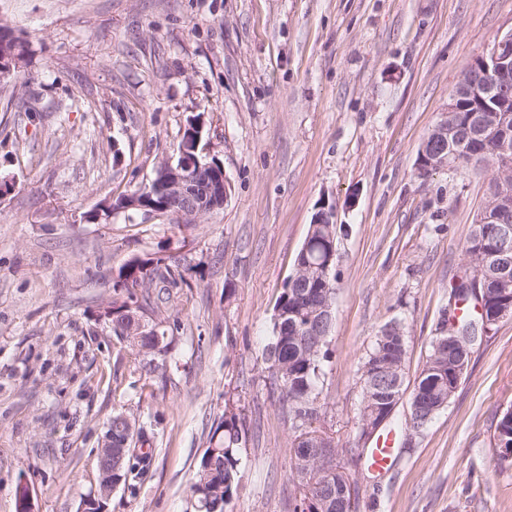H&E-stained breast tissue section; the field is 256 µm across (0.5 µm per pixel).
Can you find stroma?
<instances>
[{
	"instance_id": "stroma-1",
	"label": "stroma",
	"mask_w": 512,
	"mask_h": 512,
	"mask_svg": "<svg viewBox=\"0 0 512 512\" xmlns=\"http://www.w3.org/2000/svg\"><path fill=\"white\" fill-rule=\"evenodd\" d=\"M25 39L22 88L0 89V512H77L113 411L152 432L137 494L107 512H190L224 413L247 441L228 512H292L291 431L263 358L277 299L320 202L336 206L338 272L323 430L354 512H512V319L474 349L448 407L371 470L356 435L361 359L404 320L409 371L464 265L491 177L418 178L417 151L460 74L512 31V0H0ZM31 96L32 110L17 98ZM231 185L178 230L92 214L148 183L189 120ZM190 266L165 377L120 363L105 312L131 257Z\"/></svg>"
}]
</instances>
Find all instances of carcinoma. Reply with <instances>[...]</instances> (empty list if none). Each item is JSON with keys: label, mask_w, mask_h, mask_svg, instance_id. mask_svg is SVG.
Here are the masks:
<instances>
[{"label": "carcinoma", "mask_w": 512, "mask_h": 512, "mask_svg": "<svg viewBox=\"0 0 512 512\" xmlns=\"http://www.w3.org/2000/svg\"><path fill=\"white\" fill-rule=\"evenodd\" d=\"M0 54L25 59L27 47L12 28L0 25ZM483 116L481 112H456L448 119V174L471 167L470 159L485 156L491 179L504 176L512 181V118L500 130L501 150L486 151L485 144L465 135ZM145 206L159 209L169 197L168 179L156 167L154 179L147 185L126 190L105 200L102 215L120 213L132 196ZM482 208L472 217L463 253L465 260L487 270L503 258H512V242L502 254L496 224L484 223ZM337 235L334 224L309 225L306 239L298 251L294 269L279 296L272 317V336L264 354L271 376L277 384L282 410L288 418L292 439L289 470L297 483L299 503L292 512H351V486L336 464L334 438L315 427L325 414L322 398L325 367L332 358L330 337L334 323L312 331L310 319H318L323 308L334 306L338 280ZM186 268L173 257L133 258L122 265L113 278V291L125 300L112 301V336L124 345L128 363L165 374L175 332L181 329L179 309L172 293L188 286ZM167 294L151 302V290ZM459 292L458 302L468 311L448 314L443 309L439 333L432 337L422 364L413 380L409 401L417 404L410 419L411 435L422 434L446 406L440 398L452 399L469 366L477 341L497 330L504 319L512 318V275L484 279L480 293L466 282L451 288ZM409 340L401 320L384 324L362 357L360 400L357 413V438L367 439V421L393 414L406 391ZM112 426V483L135 491L146 475L151 461L144 447L151 442L147 428L129 411H118L107 421ZM320 441L326 453L310 462L307 471L299 469L295 458L302 447L298 439ZM246 432L233 416L224 417L211 433L190 485V498L198 512H226V505L239 486V452Z\"/></svg>", "instance_id": "carcinoma-1"}]
</instances>
